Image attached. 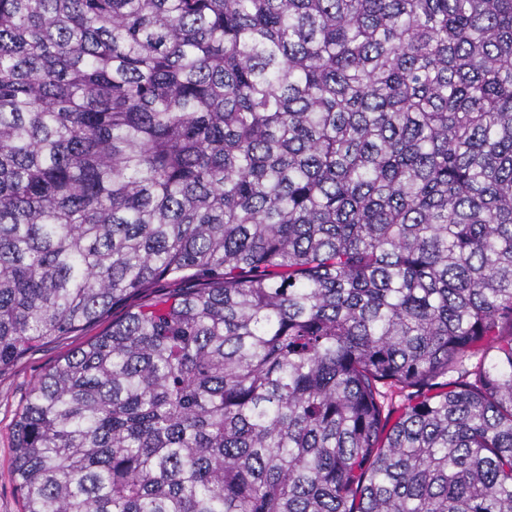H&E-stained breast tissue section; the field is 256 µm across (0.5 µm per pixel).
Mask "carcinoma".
Instances as JSON below:
<instances>
[{
    "label": "carcinoma",
    "instance_id": "cac0c4a2",
    "mask_svg": "<svg viewBox=\"0 0 512 512\" xmlns=\"http://www.w3.org/2000/svg\"><path fill=\"white\" fill-rule=\"evenodd\" d=\"M143 293L23 512H512V0H0V370Z\"/></svg>",
    "mask_w": 512,
    "mask_h": 512
}]
</instances>
